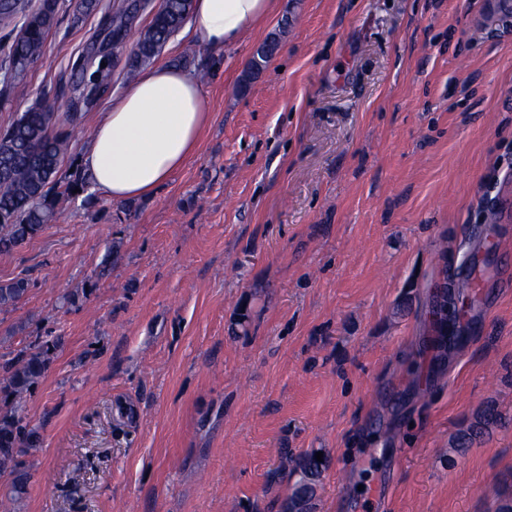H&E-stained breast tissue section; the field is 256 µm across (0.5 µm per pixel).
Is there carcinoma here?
I'll return each instance as SVG.
<instances>
[{"label":"carcinoma","mask_w":512,"mask_h":512,"mask_svg":"<svg viewBox=\"0 0 512 512\" xmlns=\"http://www.w3.org/2000/svg\"><path fill=\"white\" fill-rule=\"evenodd\" d=\"M57 0H39L36 8L24 14L19 31L7 46L8 68L5 79H17L28 66L44 54L46 38L57 23ZM112 11V32L109 45L118 49L120 33L135 4H107ZM191 12V0H161L146 30L127 56V78L153 60L167 41L184 25ZM278 41H266L253 57L249 70L239 83V91L247 90L250 80L258 74L275 53ZM110 72L98 67L87 79H80L69 89V106L76 112L94 106L101 90L107 85ZM77 125L68 130L57 126L51 108L39 103L0 129V253H9L22 246L45 225L58 219L60 197L85 189L89 177L75 171L74 178L59 189L57 175L70 150ZM29 282L18 279L0 283V309L16 305L28 292ZM6 388L11 406L0 414V473L14 476L9 499L24 494L26 474L19 456L37 446V436L22 425L21 412L27 396L39 383L46 370L43 353L23 354L10 364ZM326 462L316 460L315 453L304 452L294 460L299 480L288 497L287 509L299 512L314 495L317 480Z\"/></svg>","instance_id":"obj_1"}]
</instances>
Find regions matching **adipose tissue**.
I'll use <instances>...</instances> for the list:
<instances>
[{
    "instance_id": "1",
    "label": "adipose tissue",
    "mask_w": 512,
    "mask_h": 512,
    "mask_svg": "<svg viewBox=\"0 0 512 512\" xmlns=\"http://www.w3.org/2000/svg\"><path fill=\"white\" fill-rule=\"evenodd\" d=\"M277 0H193L194 34L212 49L240 42L275 11ZM209 114L200 82L158 65L115 96L80 158L93 187L114 201L145 198L196 153Z\"/></svg>"
}]
</instances>
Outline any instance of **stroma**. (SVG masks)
Masks as SVG:
<instances>
[{"instance_id":"35a3bbf8","label":"stroma","mask_w":512,"mask_h":512,"mask_svg":"<svg viewBox=\"0 0 512 512\" xmlns=\"http://www.w3.org/2000/svg\"><path fill=\"white\" fill-rule=\"evenodd\" d=\"M59 0L44 56L0 81V127L102 52ZM80 119L58 177L127 83ZM279 46L246 92L257 48ZM156 64L203 85L197 154L152 196L70 195L0 254V387L52 341L13 512H287L291 459L328 467L310 512H498L512 498V9L502 0H281L232 46ZM503 284L443 286L491 234ZM118 258L106 264L109 250ZM447 303L458 340L439 339ZM498 425L470 433L486 408ZM28 289L29 282L25 279L0 283V309L15 306Z\"/></svg>"}]
</instances>
